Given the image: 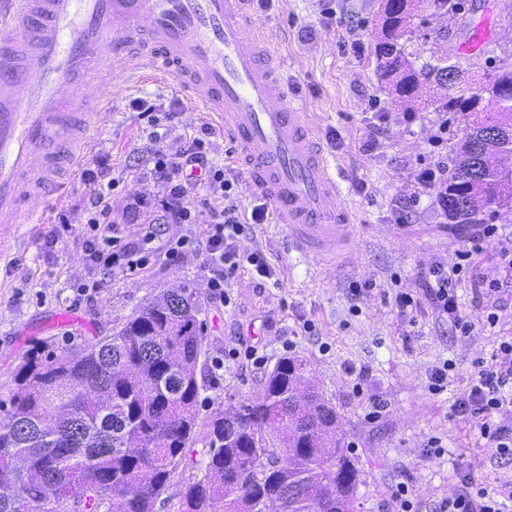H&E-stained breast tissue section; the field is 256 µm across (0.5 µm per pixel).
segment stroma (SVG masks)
Here are the masks:
<instances>
[{
    "mask_svg": "<svg viewBox=\"0 0 512 512\" xmlns=\"http://www.w3.org/2000/svg\"><path fill=\"white\" fill-rule=\"evenodd\" d=\"M503 3L493 0L466 24L433 20L429 34L406 41V53L420 63L430 60L435 31L447 30L444 47L458 56L463 88L481 87L494 60L512 64V16ZM376 11V0H275L272 10L252 12L269 35L282 84L290 97L306 102L340 176L338 204L356 224L351 261L334 271L311 268L289 251L284 227L272 215L258 226L257 237L269 261L285 269L282 283L246 267L227 286L228 302L216 300L206 288L210 267L200 224L159 226L146 267L115 275L87 257L79 177L59 168L65 187L39 199L43 223L19 225L0 249V415L10 408L14 373L32 346L85 344L119 329L160 289L184 286L198 289L206 323L199 424L222 406L254 397L278 360L298 356L335 407L339 437L359 459L358 512H392V493L401 483L412 490L417 512H435L465 474L490 491L512 494V456L486 447L476 428L450 412L455 393L476 374L477 360L489 359L498 337L512 334V296L499 301L496 327L486 328L481 302L470 283H461V311L474 324L464 338L431 310L404 313L394 302L396 292L419 287L433 262L455 264L468 245L450 232L432 185L418 181L422 171L454 166L462 123L449 120L443 135L433 108L398 112L375 72ZM484 24L493 32L487 50L461 52ZM139 64L137 56L126 58L129 78L112 95H101L92 83L76 91L98 116L85 161L101 157L112 167L118 182L112 191L114 232L125 243L139 242L144 224L160 211L162 191L148 174L151 152L170 150L180 137L201 135L211 125L207 116L185 111L166 137H157L156 125L135 109L136 100L166 102L183 94L171 77L137 79ZM59 234L63 244L45 250ZM178 238L183 248L166 257V243ZM84 282L96 283L97 293L77 296ZM307 321L313 331H304ZM243 338L259 344L261 366L234 355ZM446 359L456 368L447 390L436 395L428 388V370ZM360 368L365 374L358 379ZM357 380L359 396L352 391ZM373 398L387 407L370 421ZM433 436L441 439L443 455L429 454Z\"/></svg>",
    "mask_w": 512,
    "mask_h": 512,
    "instance_id": "obj_1",
    "label": "stroma"
}]
</instances>
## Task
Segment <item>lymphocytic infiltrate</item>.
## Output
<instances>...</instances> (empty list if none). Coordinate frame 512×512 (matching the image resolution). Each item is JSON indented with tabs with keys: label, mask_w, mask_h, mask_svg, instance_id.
Masks as SVG:
<instances>
[{
	"label": "lymphocytic infiltrate",
	"mask_w": 512,
	"mask_h": 512,
	"mask_svg": "<svg viewBox=\"0 0 512 512\" xmlns=\"http://www.w3.org/2000/svg\"><path fill=\"white\" fill-rule=\"evenodd\" d=\"M152 174L164 189L162 211L168 224H206L207 254L211 275L206 286L211 295L226 299L225 292L242 264L253 266L258 277L281 278L280 268L265 257L258 241L248 238L254 226L266 223L269 207L265 199H257L250 214H242L234 197V178L228 177L223 168L217 167L208 157L206 143L198 137L181 139L175 152L160 151L152 156ZM200 179L208 196L219 199V206L210 208L206 215H199L184 203L187 188L193 179ZM87 191L86 224L88 255L92 262L110 270L127 273L144 266L141 251L119 245L113 234L112 168L100 163L96 169L81 173ZM495 240L497 261L503 272L502 280H475V292L486 303V322L496 326L495 313L502 283H512V238L500 237L494 224L483 225L471 240L470 249L459 255L452 267L433 263L422 275V298L411 293L399 292L395 303L400 309H418L428 303L437 319L448 324L456 335L468 336L473 328L458 310L456 289L464 278H472L471 258L479 251L481 242ZM455 417L474 423L488 446L497 454L512 455V336L499 337L489 364L480 365L474 378L464 387L452 405ZM437 512H506L502 502L485 488L476 486L472 476H462L459 483L441 501Z\"/></svg>",
	"instance_id": "lymphocytic-infiltrate-1"
}]
</instances>
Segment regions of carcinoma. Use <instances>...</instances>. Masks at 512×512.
Returning <instances> with one entry per match:
<instances>
[{
	"instance_id": "carcinoma-1",
	"label": "carcinoma",
	"mask_w": 512,
	"mask_h": 512,
	"mask_svg": "<svg viewBox=\"0 0 512 512\" xmlns=\"http://www.w3.org/2000/svg\"><path fill=\"white\" fill-rule=\"evenodd\" d=\"M466 0H378L376 61L394 102L463 119L459 161L434 184L450 223L489 224L512 213V67L466 93L448 57L417 66L405 42ZM497 135L491 137L488 131ZM486 164L468 174L470 161ZM200 299L161 292L123 326L80 347L42 344L14 374L0 417V512H154L173 475L202 443V477L181 512H356L358 459L336 437V409L297 357L280 359L257 395L216 412L199 432Z\"/></svg>"
}]
</instances>
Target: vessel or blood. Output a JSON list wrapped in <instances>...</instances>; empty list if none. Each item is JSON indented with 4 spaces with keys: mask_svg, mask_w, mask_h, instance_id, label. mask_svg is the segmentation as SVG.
<instances>
[{
    "mask_svg": "<svg viewBox=\"0 0 512 512\" xmlns=\"http://www.w3.org/2000/svg\"><path fill=\"white\" fill-rule=\"evenodd\" d=\"M250 0H0V237L43 213L25 207L35 176L79 167L96 115L71 90L108 89L133 46L142 79L176 77L190 108L207 112L237 145L250 188L284 225L291 250L317 269L354 244L348 211L303 102L275 78L276 60ZM127 38L112 39L114 26Z\"/></svg>",
    "mask_w": 512,
    "mask_h": 512,
    "instance_id": "1",
    "label": "vessel or blood"
}]
</instances>
